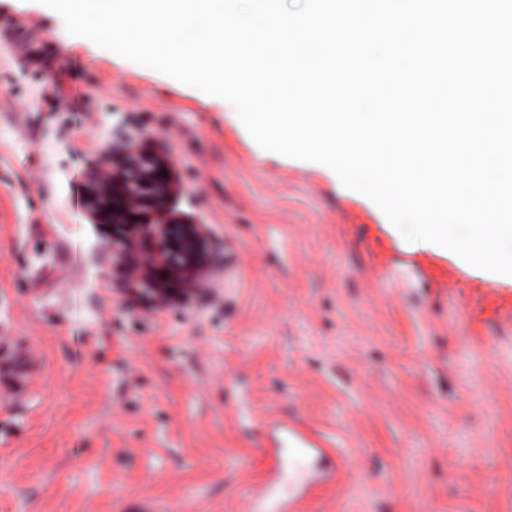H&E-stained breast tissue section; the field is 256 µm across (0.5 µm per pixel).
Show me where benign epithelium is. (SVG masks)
<instances>
[{
	"label": "benign epithelium",
	"instance_id": "benign-epithelium-1",
	"mask_svg": "<svg viewBox=\"0 0 512 512\" xmlns=\"http://www.w3.org/2000/svg\"><path fill=\"white\" fill-rule=\"evenodd\" d=\"M116 168H90L82 203L101 223L120 228L127 237L124 252L129 277L150 280L163 295L170 283L197 292L215 272L220 257L204 224L185 221L170 211L174 181L167 160L128 139L121 140ZM165 213L163 224L150 216ZM160 268L164 279H151Z\"/></svg>",
	"mask_w": 512,
	"mask_h": 512
}]
</instances>
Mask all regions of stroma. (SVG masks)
Masks as SVG:
<instances>
[{"label": "stroma", "instance_id": "stroma-1", "mask_svg": "<svg viewBox=\"0 0 512 512\" xmlns=\"http://www.w3.org/2000/svg\"><path fill=\"white\" fill-rule=\"evenodd\" d=\"M120 127L209 229L201 292L130 281L78 202ZM276 420L343 468L318 483ZM0 512H512V278L406 242L228 102L0 0Z\"/></svg>", "mask_w": 512, "mask_h": 512}]
</instances>
